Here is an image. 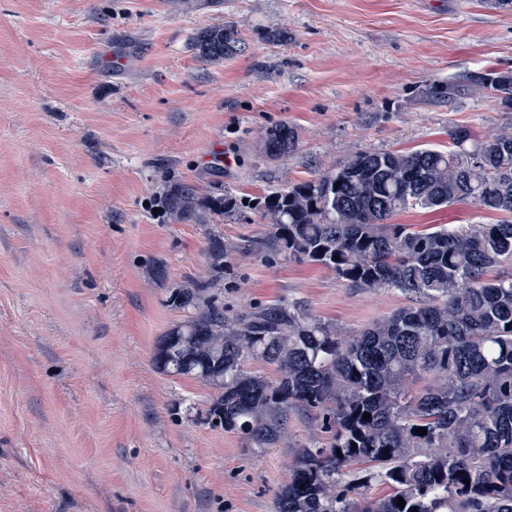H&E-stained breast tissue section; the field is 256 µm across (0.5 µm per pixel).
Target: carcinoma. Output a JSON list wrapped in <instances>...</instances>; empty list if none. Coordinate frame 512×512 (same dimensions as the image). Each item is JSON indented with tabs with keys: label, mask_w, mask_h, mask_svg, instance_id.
<instances>
[{
	"label": "carcinoma",
	"mask_w": 512,
	"mask_h": 512,
	"mask_svg": "<svg viewBox=\"0 0 512 512\" xmlns=\"http://www.w3.org/2000/svg\"><path fill=\"white\" fill-rule=\"evenodd\" d=\"M238 44L229 25L192 40L210 61L233 55ZM469 81L512 106V77L488 72ZM449 136L453 150L355 151L263 200L283 256L325 267L354 288L394 289L414 301L352 341L286 297L226 317L212 285L224 277V256L240 246L218 231L206 242L212 279L167 290L185 317L159 339L152 361L211 390L202 422L271 448L288 435V413L302 409L330 434L328 447L300 450L275 512H512V275L487 278L512 263V130L485 141L463 129ZM296 145L285 124L264 132L271 161ZM467 200L500 219L389 223L408 209ZM163 204L177 221L207 225L236 200L175 182ZM250 360L274 365L277 377L251 371ZM410 378L426 380L414 396L403 389ZM422 427L427 433L417 434ZM358 463L368 468L343 480ZM373 481L390 492L368 497Z\"/></svg>",
	"instance_id": "cac0c4a2"
}]
</instances>
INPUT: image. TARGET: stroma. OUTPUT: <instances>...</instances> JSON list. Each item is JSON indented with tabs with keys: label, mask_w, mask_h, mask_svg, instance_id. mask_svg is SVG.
<instances>
[{
	"label": "stroma",
	"mask_w": 512,
	"mask_h": 512,
	"mask_svg": "<svg viewBox=\"0 0 512 512\" xmlns=\"http://www.w3.org/2000/svg\"><path fill=\"white\" fill-rule=\"evenodd\" d=\"M224 23L234 55L191 50ZM487 71L512 72V9L491 0H0V512H274L299 449L329 435L296 409L287 443L247 447L198 420L206 387L155 368L184 317L168 288L210 276L206 227L156 214L160 197L182 181L237 199L216 219L241 246L219 283L228 316L287 297L352 339L409 298L275 255L257 201L357 150L512 127L467 81ZM442 83L456 93L431 96ZM276 124L298 137L282 161L261 149ZM394 221L495 216L466 203Z\"/></svg>",
	"instance_id": "stroma-1"
}]
</instances>
